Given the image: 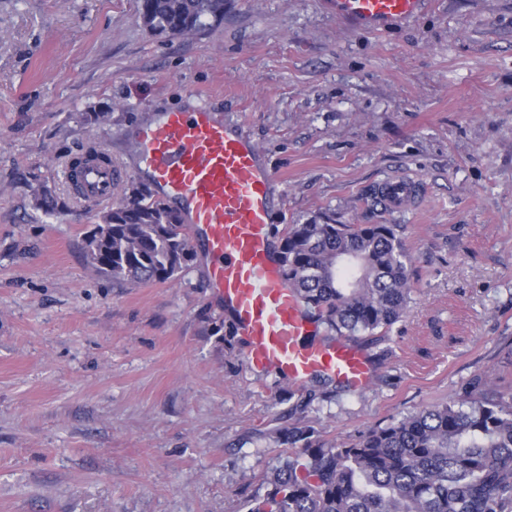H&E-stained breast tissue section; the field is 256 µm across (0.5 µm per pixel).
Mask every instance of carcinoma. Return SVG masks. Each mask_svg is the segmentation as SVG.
Wrapping results in <instances>:
<instances>
[{
  "label": "carcinoma",
  "instance_id": "carcinoma-1",
  "mask_svg": "<svg viewBox=\"0 0 512 512\" xmlns=\"http://www.w3.org/2000/svg\"><path fill=\"white\" fill-rule=\"evenodd\" d=\"M153 35H191L224 19V0H139ZM35 206H64L45 185ZM100 216L87 256L115 284L173 281L193 250L178 212L143 184ZM399 224H292L280 251L282 269L306 308L340 336L383 337L405 313L413 259ZM364 432L341 447L294 427L288 443L304 448L266 478L267 490L246 512H512V397L473 392Z\"/></svg>",
  "mask_w": 512,
  "mask_h": 512
}]
</instances>
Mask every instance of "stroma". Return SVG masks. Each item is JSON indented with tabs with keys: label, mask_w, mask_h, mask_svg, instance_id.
I'll return each instance as SVG.
<instances>
[{
	"label": "stroma",
	"mask_w": 512,
	"mask_h": 512,
	"mask_svg": "<svg viewBox=\"0 0 512 512\" xmlns=\"http://www.w3.org/2000/svg\"><path fill=\"white\" fill-rule=\"evenodd\" d=\"M196 98L248 127L276 231L400 225L411 302L365 342L367 390L251 372L203 253L171 282L89 265L105 206L71 198V158L98 146L141 182L133 129ZM36 175L68 209L35 207ZM393 176L420 191L388 213ZM483 373L512 394V0H430L384 33L324 0H226L191 37L149 33L138 0H0V512H242L288 428L349 443Z\"/></svg>",
	"instance_id": "35a3bbf8"
}]
</instances>
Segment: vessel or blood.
I'll use <instances>...</instances> for the list:
<instances>
[{"instance_id":"obj_1","label":"vessel or blood","mask_w":512,"mask_h":512,"mask_svg":"<svg viewBox=\"0 0 512 512\" xmlns=\"http://www.w3.org/2000/svg\"><path fill=\"white\" fill-rule=\"evenodd\" d=\"M353 26L383 31L419 17L426 0H329ZM135 151L162 200L178 204L192 243L210 263L209 285L233 315L246 340L245 362L255 373L271 370L301 386L324 377L352 391L368 388L374 368L368 355L344 338L316 339V326L285 279L274 243L272 172L244 126L217 118L203 103L142 123ZM93 199H110L117 168L95 161L83 171ZM418 185L409 177L382 182L383 209L412 204Z\"/></svg>"}]
</instances>
